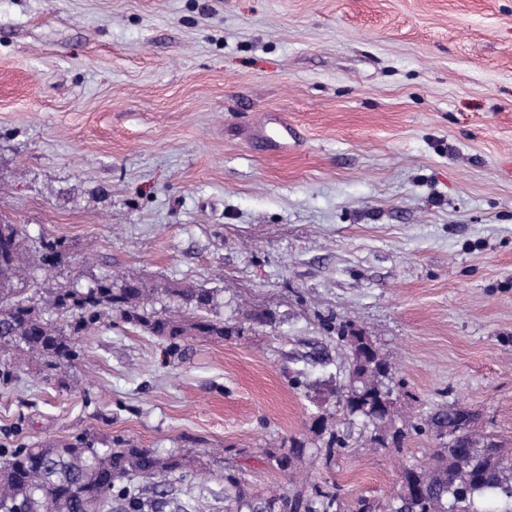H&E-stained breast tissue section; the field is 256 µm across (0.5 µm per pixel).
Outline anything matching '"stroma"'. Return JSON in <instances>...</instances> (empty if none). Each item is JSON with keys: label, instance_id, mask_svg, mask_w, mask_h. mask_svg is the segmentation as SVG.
<instances>
[{"label": "stroma", "instance_id": "obj_1", "mask_svg": "<svg viewBox=\"0 0 512 512\" xmlns=\"http://www.w3.org/2000/svg\"><path fill=\"white\" fill-rule=\"evenodd\" d=\"M280 115L287 155L252 133ZM512 0H0V224L64 241L27 296L103 274L213 290L238 340H163L113 320L69 385L0 386V446L87 430L192 461L190 512H236L224 475L384 503L432 447L325 460L295 376L347 382L337 326L393 363L397 410L480 414L512 448ZM275 313L253 325L256 310ZM306 448L303 445L292 446L287 450H281L278 454L270 457L271 466L280 473L281 476L287 477L294 469L295 463L300 461L305 453Z\"/></svg>", "mask_w": 512, "mask_h": 512}]
</instances>
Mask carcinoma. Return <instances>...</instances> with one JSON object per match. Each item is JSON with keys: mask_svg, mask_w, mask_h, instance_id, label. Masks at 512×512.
Segmentation results:
<instances>
[{"mask_svg": "<svg viewBox=\"0 0 512 512\" xmlns=\"http://www.w3.org/2000/svg\"><path fill=\"white\" fill-rule=\"evenodd\" d=\"M63 243L49 241L31 250L18 224H0V385L18 381L26 363L36 361L47 381H65L80 358L76 337L88 333L112 313L122 321L168 343L171 352L182 350L194 336L230 339L241 329L209 317L214 294L194 285L162 286L138 277L116 283L102 275L86 288H60L50 294L48 309L61 320L45 318L47 309L22 297L14 279L24 262L46 273L61 262ZM168 298L185 308L187 315H167L154 304ZM357 333L340 326L338 341L348 349V383L336 388L343 415L362 419L370 430L369 441L383 445L401 443L406 435L431 436L437 441L421 462L406 466L401 486L409 492L385 505L384 512H476L475 500L493 496L512 499V449L505 448L475 426L464 427L465 416L475 411L461 403L442 405L412 420L403 431L394 427L396 410L392 364L373 350L366 354L354 338ZM315 434H328L324 455L328 458L347 447L344 437L328 431L326 418ZM305 447L296 445L270 457L271 466L286 477L303 457ZM188 475L186 457L160 455L123 437L99 447L85 431L63 444H29L19 441L0 447V512H112L116 503L124 512H142L140 491L155 495L156 508L185 506L168 500L173 476ZM226 497L246 505L249 512H345L336 485L294 488L287 495L263 498L253 494L236 475L225 476Z\"/></svg>", "mask_w": 512, "mask_h": 512, "instance_id": "carcinoma-1", "label": "carcinoma"}]
</instances>
